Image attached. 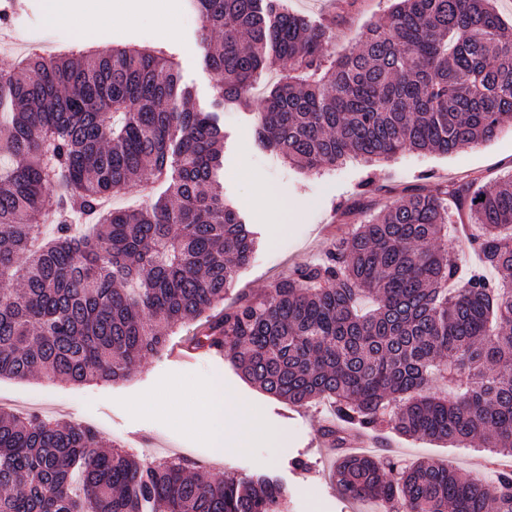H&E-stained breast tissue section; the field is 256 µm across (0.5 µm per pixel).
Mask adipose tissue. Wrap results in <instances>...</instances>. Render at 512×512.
I'll return each mask as SVG.
<instances>
[{
  "label": "adipose tissue",
  "mask_w": 512,
  "mask_h": 512,
  "mask_svg": "<svg viewBox=\"0 0 512 512\" xmlns=\"http://www.w3.org/2000/svg\"><path fill=\"white\" fill-rule=\"evenodd\" d=\"M112 0H71L70 7H63L62 0H47L50 22L71 21L85 29L111 26ZM194 407L206 418L205 433L216 455H223L226 438L225 420H232L238 447H246L251 436L262 428L249 407L234 397L225 396L217 386L208 384L196 391Z\"/></svg>",
  "instance_id": "ef3b65f1"
}]
</instances>
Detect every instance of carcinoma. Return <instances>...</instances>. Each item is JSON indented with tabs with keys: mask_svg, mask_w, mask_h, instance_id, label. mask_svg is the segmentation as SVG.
Here are the masks:
<instances>
[{
	"mask_svg": "<svg viewBox=\"0 0 512 512\" xmlns=\"http://www.w3.org/2000/svg\"><path fill=\"white\" fill-rule=\"evenodd\" d=\"M218 101L291 67L259 113L261 143L302 170L406 150L447 156L512 123V25L493 0H397L359 49L329 52L331 25L286 0H192ZM220 115L165 49L35 56L0 71V377L116 382L168 332L219 304L189 337L224 352L260 390L339 425L512 458V175L493 189L433 184L401 197L317 262L252 297L224 300L256 239L224 200ZM139 209L105 210L132 185ZM479 226L464 274L441 241L448 200ZM501 275L492 281L485 270ZM455 389L430 392L431 376ZM143 459L91 425L0 408V512H287L266 475L190 474ZM347 498L386 512H512V469L494 481L433 461L343 453Z\"/></svg>",
	"mask_w": 512,
	"mask_h": 512,
	"instance_id": "carcinoma-1",
	"label": "carcinoma"
}]
</instances>
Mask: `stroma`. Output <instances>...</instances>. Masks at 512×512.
I'll return each mask as SVG.
<instances>
[{
  "mask_svg": "<svg viewBox=\"0 0 512 512\" xmlns=\"http://www.w3.org/2000/svg\"><path fill=\"white\" fill-rule=\"evenodd\" d=\"M22 2L18 15L24 25L16 34L18 41L38 39L45 29L53 53L112 45L160 46L172 54L184 82L192 87L195 105L210 107L217 97L219 78L205 63L203 23L184 16L191 8L190 0H147L134 17L114 13L111 32L94 35L67 24L48 23L46 0ZM288 6L316 21L330 19L332 48L340 54L357 49L368 27L384 22L392 3L288 0ZM164 12L175 16L178 25L177 36L166 41L158 36V17ZM287 72V65L273 66L253 85L250 107L228 103L222 114L224 166L220 182L224 196L245 215L257 236L249 264L238 273L236 292L258 294L298 263L321 258L331 241L347 236L404 194L440 181L474 178L490 187L512 173V128L489 142L448 156L409 151L373 166L351 159L318 173L302 172L264 147L256 135L262 99ZM262 189L273 196V204L256 203L255 196ZM213 381L223 386L225 394L247 402L264 427L286 438V447H271L266 435L259 434L248 447L216 458L202 435L205 419L192 409L196 388ZM0 407H22L47 418L86 422L112 444L138 455L200 460L205 474L269 475L287 487L288 512H373L372 504L339 494L332 480L336 454L310 444L317 426L331 419L329 405L290 407L246 381L214 352L199 351L188 364L173 363L162 353L142 362L127 381L113 385L0 378ZM376 439L381 444L380 455L396 456L407 464L433 460L486 480L494 477L482 452L474 448L407 438L387 428ZM298 458L308 460L311 470L295 469L293 462Z\"/></svg>",
  "mask_w": 512,
  "mask_h": 512,
  "instance_id": "35a3bbf8",
  "label": "stroma"
}]
</instances>
